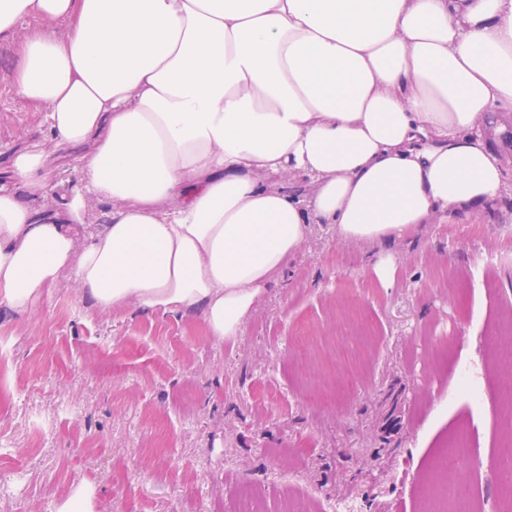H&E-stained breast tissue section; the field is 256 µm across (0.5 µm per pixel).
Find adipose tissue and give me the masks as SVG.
Returning a JSON list of instances; mask_svg holds the SVG:
<instances>
[{"label": "adipose tissue", "mask_w": 512, "mask_h": 512, "mask_svg": "<svg viewBox=\"0 0 512 512\" xmlns=\"http://www.w3.org/2000/svg\"><path fill=\"white\" fill-rule=\"evenodd\" d=\"M0 41L40 126L90 147L62 216L44 149L0 185L18 313L69 271L101 311L197 308L221 340L311 225L391 241L505 188L482 128L512 112V0H0Z\"/></svg>", "instance_id": "1"}]
</instances>
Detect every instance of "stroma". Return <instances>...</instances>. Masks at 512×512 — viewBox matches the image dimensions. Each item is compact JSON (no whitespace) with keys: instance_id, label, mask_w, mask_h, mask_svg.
Returning a JSON list of instances; mask_svg holds the SVG:
<instances>
[{"instance_id":"1","label":"stroma","mask_w":512,"mask_h":512,"mask_svg":"<svg viewBox=\"0 0 512 512\" xmlns=\"http://www.w3.org/2000/svg\"><path fill=\"white\" fill-rule=\"evenodd\" d=\"M0 44V181L38 146L78 182L84 145L50 140L6 76ZM506 193L483 211L420 224L390 243L343 242L312 225L237 336L202 330L200 309L103 312L72 274L34 311L0 305L11 388L0 399V457L12 472L0 512H59L73 491L92 512H420V485L442 446L462 437L474 512H507L495 461L507 436L502 379L486 333L512 311V122L490 113ZM390 259L380 283L376 266ZM362 315L376 333L353 331ZM469 369L479 403L459 395ZM334 389L320 408L307 387Z\"/></svg>"}]
</instances>
